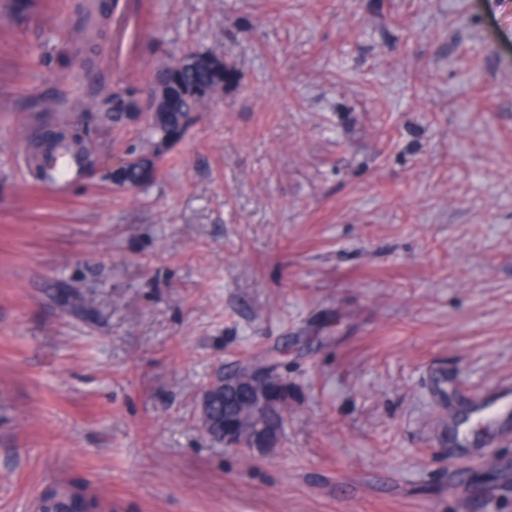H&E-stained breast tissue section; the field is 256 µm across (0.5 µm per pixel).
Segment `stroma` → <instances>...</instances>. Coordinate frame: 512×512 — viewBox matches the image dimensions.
<instances>
[{
    "mask_svg": "<svg viewBox=\"0 0 512 512\" xmlns=\"http://www.w3.org/2000/svg\"><path fill=\"white\" fill-rule=\"evenodd\" d=\"M88 2L0 6V512H512V441L441 424L512 382V0H118L91 51ZM205 50L235 79L117 187L102 99ZM68 110L58 197L19 131ZM271 349L285 435L224 447L199 393ZM50 150L51 157L39 161L42 168L39 187L61 194L68 185L85 178L86 166L65 143H55ZM36 512H89L86 498L68 487H60L43 495Z\"/></svg>",
    "mask_w": 512,
    "mask_h": 512,
    "instance_id": "35a3bbf8",
    "label": "stroma"
}]
</instances>
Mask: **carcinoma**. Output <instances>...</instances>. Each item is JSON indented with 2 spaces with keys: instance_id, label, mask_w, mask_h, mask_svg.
<instances>
[{
  "instance_id": "carcinoma-1",
  "label": "carcinoma",
  "mask_w": 512,
  "mask_h": 512,
  "mask_svg": "<svg viewBox=\"0 0 512 512\" xmlns=\"http://www.w3.org/2000/svg\"><path fill=\"white\" fill-rule=\"evenodd\" d=\"M227 74L224 58L213 52H200L182 58L160 69L155 79L166 85L165 94L178 100V111L161 110L149 122L142 139L143 148L128 151L126 167L112 175L120 186H142L154 178L153 155L171 139L181 138L194 121V113L224 91ZM131 103L121 94L112 95V111L101 120L118 124L128 115ZM273 399L276 415L258 414L259 402ZM202 428L226 448H248L262 441L267 447L277 445L288 421V381L283 377L245 379L229 393L220 389L199 410ZM36 512H89L86 498L68 487H60L43 495Z\"/></svg>"
}]
</instances>
